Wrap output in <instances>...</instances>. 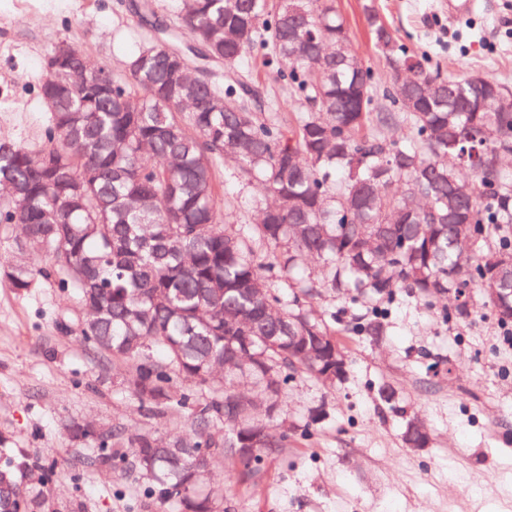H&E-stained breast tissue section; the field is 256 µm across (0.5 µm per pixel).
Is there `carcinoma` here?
I'll list each match as a JSON object with an SVG mask.
<instances>
[{"label":"carcinoma","instance_id":"cac0c4a2","mask_svg":"<svg viewBox=\"0 0 512 512\" xmlns=\"http://www.w3.org/2000/svg\"><path fill=\"white\" fill-rule=\"evenodd\" d=\"M165 27L123 61L100 66L79 96L59 76L38 96L56 109L44 146L0 136V224H16L27 260L0 271L18 292L48 259L84 309L82 343L124 364L147 413L193 407L190 431L167 440L127 424L98 432L91 463L131 471L178 512H217L202 485L216 459L246 479L285 447L274 429L297 373L327 388L338 342L309 301L326 294L388 301L401 289L451 296L466 320L477 300L512 325V88L464 74L432 80L374 4L372 40L391 68L376 102L369 66L352 53L335 0H178ZM208 72L173 76L169 51ZM273 196L256 224H230L216 172ZM288 293H276V288ZM384 334L375 308L356 326ZM247 360L224 367L227 351ZM220 385L200 398L182 389ZM0 507L42 512L44 491L16 479Z\"/></svg>","mask_w":512,"mask_h":512}]
</instances>
